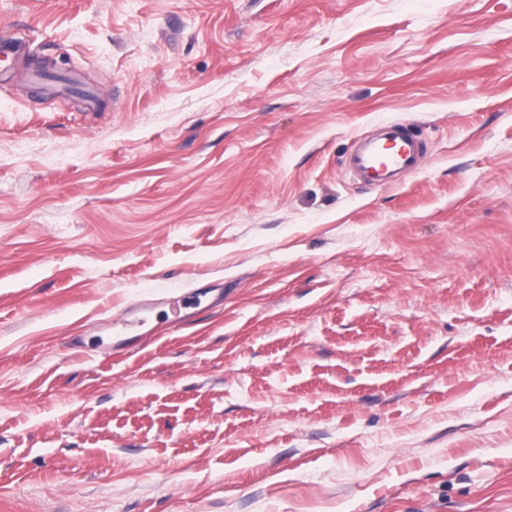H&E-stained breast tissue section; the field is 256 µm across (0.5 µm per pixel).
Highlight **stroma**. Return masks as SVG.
<instances>
[{
    "label": "stroma",
    "instance_id": "obj_1",
    "mask_svg": "<svg viewBox=\"0 0 512 512\" xmlns=\"http://www.w3.org/2000/svg\"><path fill=\"white\" fill-rule=\"evenodd\" d=\"M0 34L97 99L0 80V512H512V0H0ZM392 122L422 171L353 181Z\"/></svg>",
    "mask_w": 512,
    "mask_h": 512
}]
</instances>
